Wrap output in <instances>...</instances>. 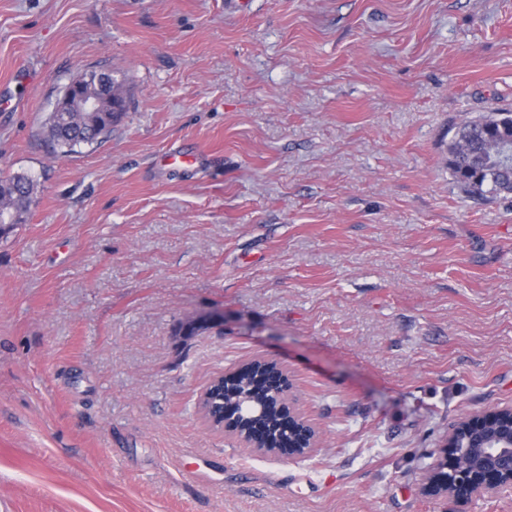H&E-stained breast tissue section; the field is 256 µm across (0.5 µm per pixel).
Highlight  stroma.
<instances>
[{
  "label": "stroma",
  "instance_id": "stroma-1",
  "mask_svg": "<svg viewBox=\"0 0 512 512\" xmlns=\"http://www.w3.org/2000/svg\"><path fill=\"white\" fill-rule=\"evenodd\" d=\"M100 69L121 121L54 157ZM0 92V176L36 183L0 236V512H463L420 483L512 406V197L461 191L446 131L512 111V0H0ZM258 357L310 456L204 422ZM92 80L105 88L112 81L110 98L102 101L103 106L109 109L113 101L121 106L122 112H100L96 100L83 101L87 112H83L77 104H71L64 112L72 98H81V84H71L65 95L57 101L55 112L49 114L46 122L45 138L54 152L67 155L76 152V148L81 145L104 141L112 134V126L121 118L126 101L124 82H118L110 73L102 71L92 74L89 81Z\"/></svg>",
  "mask_w": 512,
  "mask_h": 512
}]
</instances>
